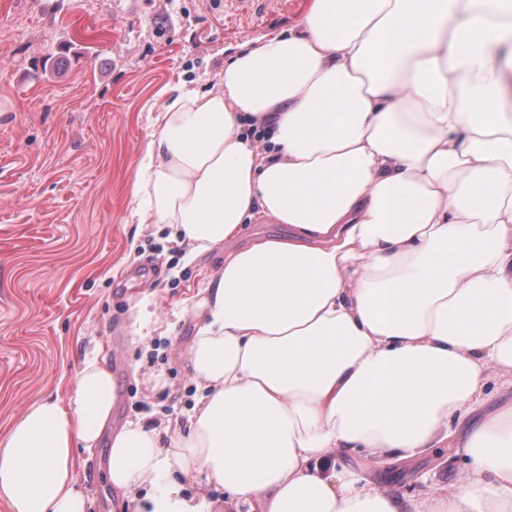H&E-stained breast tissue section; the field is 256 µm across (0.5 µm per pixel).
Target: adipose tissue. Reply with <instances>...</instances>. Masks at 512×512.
Instances as JSON below:
<instances>
[{"label": "adipose tissue", "instance_id": "adipose-tissue-1", "mask_svg": "<svg viewBox=\"0 0 512 512\" xmlns=\"http://www.w3.org/2000/svg\"><path fill=\"white\" fill-rule=\"evenodd\" d=\"M506 49L512 0H312L225 65L223 91L172 88L139 223L198 251L258 213L291 232L225 254L190 349L199 407L182 430L115 433L116 488L152 485L147 512H210L177 480L194 473L263 512H512V405L470 428L448 493L388 494L348 466L432 447L489 379L512 386ZM113 405L89 359L67 398L26 410L0 442L9 512H86L75 450Z\"/></svg>", "mask_w": 512, "mask_h": 512}]
</instances>
